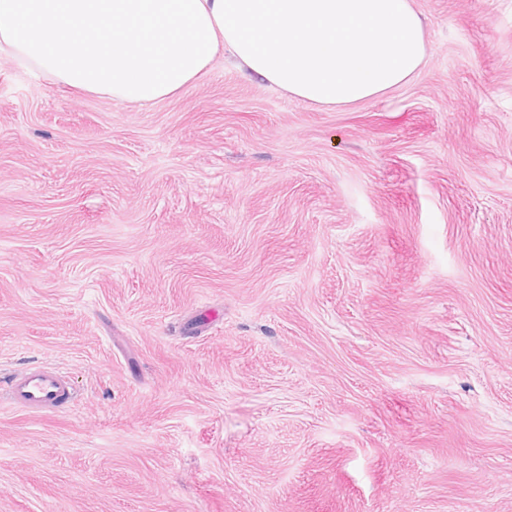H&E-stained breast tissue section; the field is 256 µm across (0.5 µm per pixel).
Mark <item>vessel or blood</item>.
I'll list each match as a JSON object with an SVG mask.
<instances>
[{
  "label": "vessel or blood",
  "mask_w": 512,
  "mask_h": 512,
  "mask_svg": "<svg viewBox=\"0 0 512 512\" xmlns=\"http://www.w3.org/2000/svg\"><path fill=\"white\" fill-rule=\"evenodd\" d=\"M0 399L37 413H55L78 402L68 376L58 368L44 365L1 378Z\"/></svg>",
  "instance_id": "b4317fda"
}]
</instances>
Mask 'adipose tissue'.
I'll use <instances>...</instances> for the list:
<instances>
[{
  "mask_svg": "<svg viewBox=\"0 0 512 512\" xmlns=\"http://www.w3.org/2000/svg\"><path fill=\"white\" fill-rule=\"evenodd\" d=\"M226 48L239 68L322 106L384 94L426 56L411 0H0V52L120 101L174 95Z\"/></svg>",
  "mask_w": 512,
  "mask_h": 512,
  "instance_id": "obj_1",
  "label": "adipose tissue"
}]
</instances>
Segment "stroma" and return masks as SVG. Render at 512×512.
Instances as JSON below:
<instances>
[{
    "label": "stroma",
    "mask_w": 512,
    "mask_h": 512,
    "mask_svg": "<svg viewBox=\"0 0 512 512\" xmlns=\"http://www.w3.org/2000/svg\"><path fill=\"white\" fill-rule=\"evenodd\" d=\"M408 82L320 107L0 52V512H512V0H413ZM0 382V399L27 411L55 413L74 407L79 400L68 376L56 367H30Z\"/></svg>",
    "instance_id": "obj_1"
}]
</instances>
